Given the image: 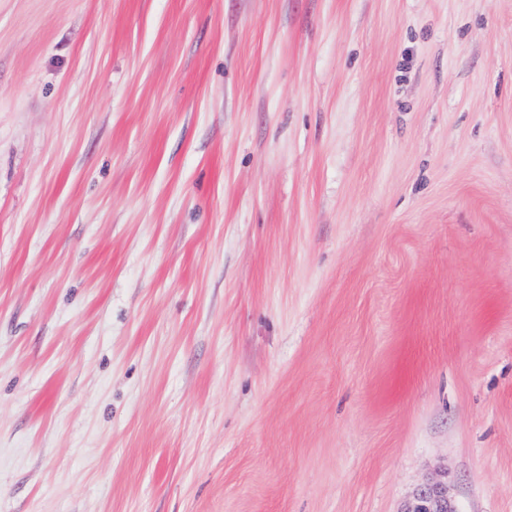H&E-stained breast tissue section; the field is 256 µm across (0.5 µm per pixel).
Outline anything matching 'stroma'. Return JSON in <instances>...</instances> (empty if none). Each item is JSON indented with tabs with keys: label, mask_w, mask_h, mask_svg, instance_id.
Returning <instances> with one entry per match:
<instances>
[{
	"label": "stroma",
	"mask_w": 512,
	"mask_h": 512,
	"mask_svg": "<svg viewBox=\"0 0 512 512\" xmlns=\"http://www.w3.org/2000/svg\"><path fill=\"white\" fill-rule=\"evenodd\" d=\"M512 512V0H0V512ZM403 512H459L448 490V481L438 480L421 486Z\"/></svg>",
	"instance_id": "obj_1"
}]
</instances>
